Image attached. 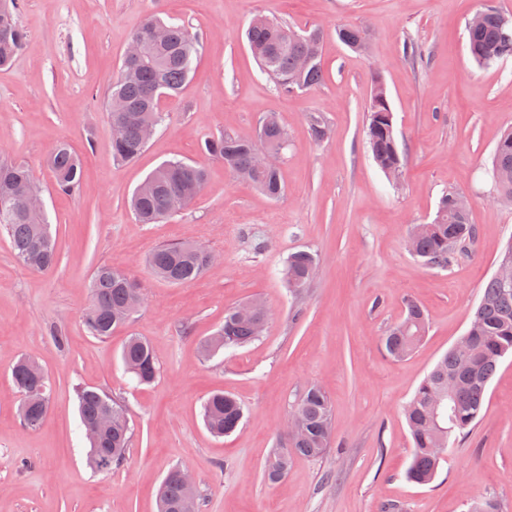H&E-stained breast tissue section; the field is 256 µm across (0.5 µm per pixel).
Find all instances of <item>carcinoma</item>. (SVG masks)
Returning <instances> with one entry per match:
<instances>
[{
	"label": "carcinoma",
	"instance_id": "1",
	"mask_svg": "<svg viewBox=\"0 0 512 512\" xmlns=\"http://www.w3.org/2000/svg\"><path fill=\"white\" fill-rule=\"evenodd\" d=\"M19 0H0V19L8 18L12 30L0 36V68H9L22 51L26 32L18 25ZM483 22L467 27L469 51L481 67H491L512 57V27L503 24L506 12L493 4H484ZM161 26L165 39L161 43L144 42L142 56L134 63L122 62L119 76L112 83L108 98H119L125 107L126 121L118 139L112 141L113 157L129 162L136 159L147 142L143 138L146 123L160 124L159 101L178 94L187 84L198 58L197 37L186 28L165 23L155 17L145 19L131 37L136 40L145 29ZM337 37L349 49L362 52L368 43L367 31L353 25L336 30ZM246 39L255 59L276 87L288 94L307 91L324 81L321 56L322 33L313 28L295 31L275 18L255 16ZM364 140L373 161L394 185L402 178L405 162L394 130V115L386 87L375 78L372 96L366 108ZM313 136L322 140L328 135L323 115L308 116ZM278 154L287 146L286 134L273 117L259 125L257 140L222 135L204 142V150L222 161L262 193L278 198L283 193L280 169L258 168L252 162L257 144ZM57 190L74 191L82 180L79 155L65 142L56 145L48 158ZM491 177L499 198L512 202V130L498 141L492 155ZM207 180V171L181 160L168 161L139 185L130 200V208L144 224H153L188 205ZM36 183L27 167L0 160V230L7 233L15 257L32 271L52 267L57 258L56 240L45 213L27 209L26 198ZM460 193L443 195L432 221L410 226L407 245L411 253L432 269L446 270L466 256L477 235L470 212L456 208ZM319 263L318 255L307 249L288 255L283 275L289 290L303 294ZM150 267L159 278L174 284H186L208 268V252L201 246L170 244L157 249L150 257ZM92 303L84 314L89 335L109 339L112 332L124 326L142 300L141 288L123 270L101 265L91 283ZM469 329L471 351L462 354L449 349L417 387L404 407V416L413 441L408 478L418 484L430 482L443 456L453 452L460 439L479 417L487 385L495 375L501 359L512 353V286L491 277L483 288L481 301ZM261 318L238 319L234 310L224 312V322L203 350L207 354L230 350L255 341L262 334ZM426 330L423 310L411 302L405 317L389 327L383 336L385 350L394 360L408 356L420 343ZM122 359L127 371L140 384L152 383L158 375V364L148 341L131 336L127 339ZM42 369L28 359L19 360L12 369L17 388L26 391L45 383ZM456 379L453 395H448V379ZM447 395V417L434 416L432 405L438 395ZM78 410L82 428L103 424L98 437L89 440L88 464L98 471L120 465L131 438L130 421L123 407L104 391L85 387L78 390ZM47 405L21 408L24 426L35 429L42 425ZM301 419L302 432L275 450L267 462V477L275 482L284 477L294 455L319 457L332 443L333 411L330 399L321 386H309L292 407ZM206 427L215 436L234 432L243 418V408L236 398L223 392L212 394L204 404ZM195 498L170 471L161 487L159 512H181L185 500Z\"/></svg>",
	"mask_w": 512,
	"mask_h": 512
}]
</instances>
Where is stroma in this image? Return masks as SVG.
<instances>
[{
  "instance_id": "1",
  "label": "stroma",
  "mask_w": 512,
  "mask_h": 512,
  "mask_svg": "<svg viewBox=\"0 0 512 512\" xmlns=\"http://www.w3.org/2000/svg\"><path fill=\"white\" fill-rule=\"evenodd\" d=\"M483 0H21L28 40L0 70V158L28 167L42 190L58 261L31 271L0 233V512H158L159 488L175 467L191 470L199 512H468L481 498L512 512V354L487 387L466 438L428 484L406 471L412 446L403 408L421 380L463 336L512 240V204L497 201L488 174L502 134L512 129V57L479 67L467 22ZM183 25L200 40V61L181 94L161 100L165 118L142 154L112 156L105 101L134 31L149 14ZM259 14L303 30L322 27L323 84L279 92L245 40ZM367 30L359 54L336 37L340 25ZM427 54L418 67L406 41ZM382 78L405 156L393 188L364 142L373 81ZM322 113L332 134L318 141L307 116ZM277 114L288 145L279 160L277 200L260 194L201 146L211 136H255ZM66 140L84 158L80 186L57 192L47 157ZM177 158L204 167L208 181L185 208L159 224L140 223L128 200L147 175ZM449 191L471 201V254L446 270L425 266L406 247L408 229L430 222ZM192 243L218 253L200 277L173 285L154 275L160 246ZM316 252L307 293L288 292V254ZM107 264L143 292L126 327L101 341L83 315L90 283ZM254 298L273 317L263 336L204 356L225 310ZM428 330L401 361L381 338L408 302ZM65 330L58 350L50 327ZM153 346L154 382L127 372L128 336ZM43 368L49 410L42 426L20 420L23 395L11 381L19 358ZM328 392L334 441L321 457L293 458L279 481L264 464L283 443L292 405L311 384ZM97 387L126 409L132 435L119 467L87 463L76 391ZM233 395L243 419L230 435L206 430L211 393Z\"/></svg>"
}]
</instances>
